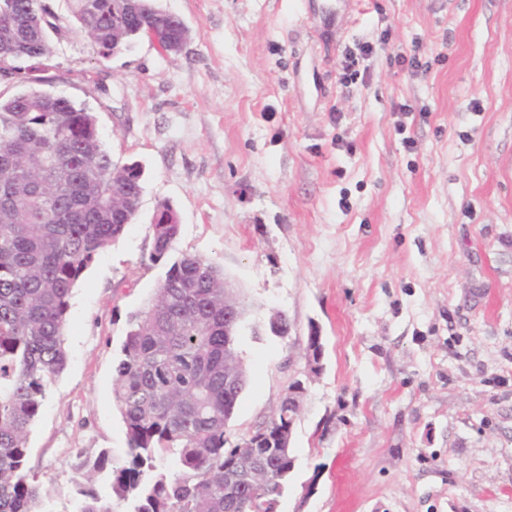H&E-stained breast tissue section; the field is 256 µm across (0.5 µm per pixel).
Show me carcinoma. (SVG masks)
<instances>
[{
	"label": "carcinoma",
	"mask_w": 512,
	"mask_h": 512,
	"mask_svg": "<svg viewBox=\"0 0 512 512\" xmlns=\"http://www.w3.org/2000/svg\"><path fill=\"white\" fill-rule=\"evenodd\" d=\"M72 2L67 18L47 0H0V55L12 60L0 82L20 87L0 96V512H37L28 439L65 366L72 290L133 223L142 188L141 167L112 160L93 113L44 89L51 37L77 27L107 59L138 36L173 47L188 36L150 0ZM179 228L161 203L148 259L168 270L130 315L115 366L127 457L116 466L106 449L76 455L79 512H114L95 487L106 471L130 512H277L287 484L290 450L278 447L285 399L268 425L243 436L253 472L224 481L238 459L227 423L244 390L224 397V271L191 255L169 261Z\"/></svg>",
	"instance_id": "carcinoma-1"
}]
</instances>
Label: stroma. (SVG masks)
<instances>
[{"instance_id":"obj_1","label":"stroma","mask_w":512,"mask_h":512,"mask_svg":"<svg viewBox=\"0 0 512 512\" xmlns=\"http://www.w3.org/2000/svg\"><path fill=\"white\" fill-rule=\"evenodd\" d=\"M156 4L187 27L180 52L52 41L51 91L145 176L72 292L28 441L40 512H75L76 450L126 458L115 365L165 277L147 260L164 201L172 258L223 268L247 310L230 438L304 387L277 512H512V0Z\"/></svg>"}]
</instances>
